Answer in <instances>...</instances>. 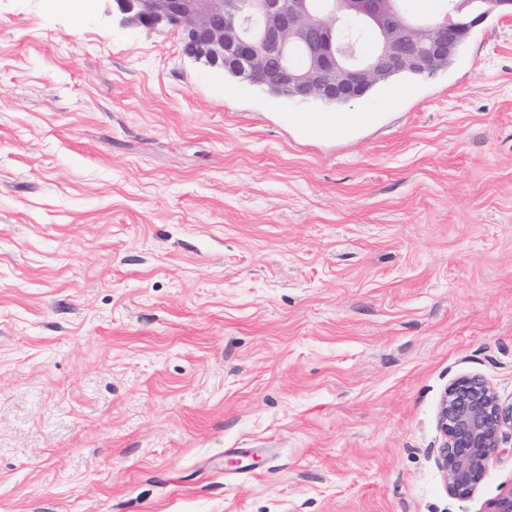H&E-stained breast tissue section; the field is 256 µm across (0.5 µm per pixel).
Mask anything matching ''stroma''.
<instances>
[{
	"label": "stroma",
	"instance_id": "1",
	"mask_svg": "<svg viewBox=\"0 0 512 512\" xmlns=\"http://www.w3.org/2000/svg\"><path fill=\"white\" fill-rule=\"evenodd\" d=\"M330 105L110 0H0V512H485L456 379L512 396V18ZM238 448H258L253 465ZM438 425L443 437L439 464L448 491L469 497L489 460L512 441V397L503 399L479 376L461 378L442 396Z\"/></svg>",
	"mask_w": 512,
	"mask_h": 512
}]
</instances>
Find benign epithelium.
<instances>
[{
    "instance_id": "benign-epithelium-1",
    "label": "benign epithelium",
    "mask_w": 512,
    "mask_h": 512,
    "mask_svg": "<svg viewBox=\"0 0 512 512\" xmlns=\"http://www.w3.org/2000/svg\"><path fill=\"white\" fill-rule=\"evenodd\" d=\"M124 21L166 25L182 33L183 54L222 73H248L271 91L299 88L300 100L354 102L366 86L411 73L431 76L455 55L485 17L461 16L449 0L440 19L410 15L402 0H113ZM356 19L373 42L370 54L340 38L338 23ZM439 464L448 491L473 494L489 460L512 440V397L483 378L452 383L442 396Z\"/></svg>"
}]
</instances>
